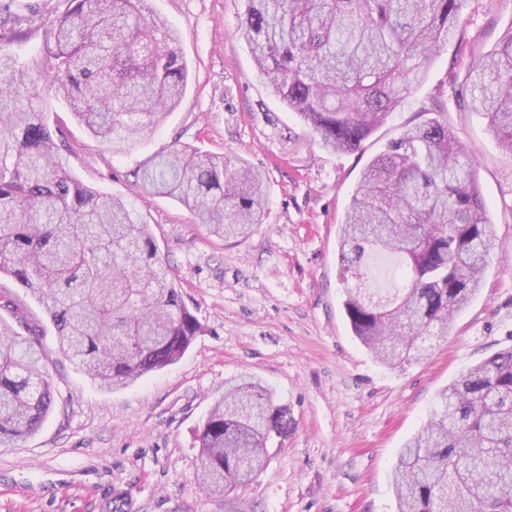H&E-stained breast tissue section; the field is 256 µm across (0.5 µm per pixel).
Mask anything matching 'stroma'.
Masks as SVG:
<instances>
[{
    "instance_id": "stroma-1",
    "label": "stroma",
    "mask_w": 512,
    "mask_h": 512,
    "mask_svg": "<svg viewBox=\"0 0 512 512\" xmlns=\"http://www.w3.org/2000/svg\"><path fill=\"white\" fill-rule=\"evenodd\" d=\"M179 37L192 86L139 147L120 155L68 122L73 173L130 201L150 224L203 327L175 364L108 390L45 339L56 394L27 441L0 446V512H395L399 448L437 392L512 347V155L484 116L449 102L446 118L476 160L496 244L484 285L422 360L390 369L353 335L339 281L337 227L369 159L512 26V0H466L464 41L441 50L425 79L362 151L336 153L269 92L237 29L243 0H152ZM180 141L237 156L266 174L262 224L224 244L187 208L137 193L132 170ZM268 388L288 427L256 482L217 501L199 483V429L232 378Z\"/></svg>"
}]
</instances>
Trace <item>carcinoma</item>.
I'll return each instance as SVG.
<instances>
[{
	"label": "carcinoma",
	"instance_id": "cac0c4a2",
	"mask_svg": "<svg viewBox=\"0 0 512 512\" xmlns=\"http://www.w3.org/2000/svg\"><path fill=\"white\" fill-rule=\"evenodd\" d=\"M148 0H67L46 18L0 0V445L34 435L54 401L42 362L49 317L63 354L108 389L178 361L202 331L180 283L132 205L82 183L61 153L48 99L121 154L185 97L192 69ZM239 26L271 93L324 148L363 143L421 83L448 42H462L465 0H245ZM43 31V52L14 42ZM467 107L512 153V27L466 75ZM437 100L365 165L338 228L344 309L382 364L424 356L480 288L494 248L475 162ZM133 186L180 201L227 243L264 216L265 177L245 160L173 144L140 163ZM397 256L399 287L368 288V264ZM283 410L260 383H225L199 434L210 494L251 485L267 466ZM397 512H512V347L462 373L400 449Z\"/></svg>",
	"mask_w": 512,
	"mask_h": 512
}]
</instances>
